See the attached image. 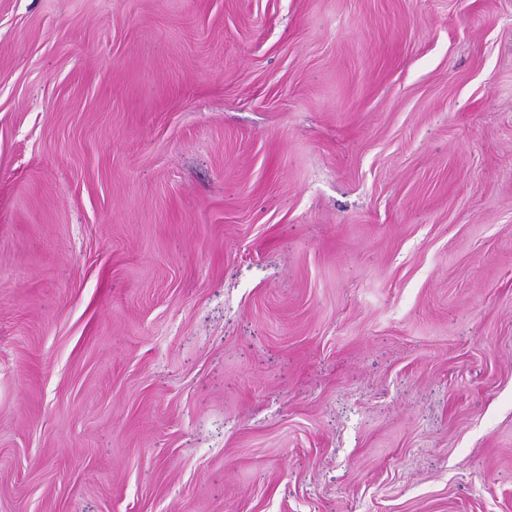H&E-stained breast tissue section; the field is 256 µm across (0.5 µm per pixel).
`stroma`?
Returning a JSON list of instances; mask_svg holds the SVG:
<instances>
[{
  "label": "stroma",
  "instance_id": "35a3bbf8",
  "mask_svg": "<svg viewBox=\"0 0 512 512\" xmlns=\"http://www.w3.org/2000/svg\"><path fill=\"white\" fill-rule=\"evenodd\" d=\"M0 512H512V0H0Z\"/></svg>",
  "mask_w": 512,
  "mask_h": 512
}]
</instances>
